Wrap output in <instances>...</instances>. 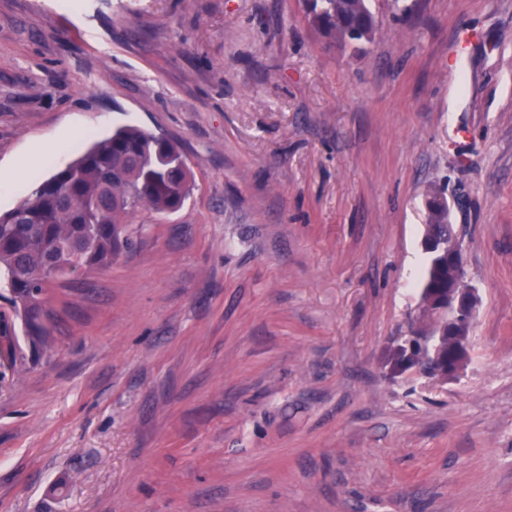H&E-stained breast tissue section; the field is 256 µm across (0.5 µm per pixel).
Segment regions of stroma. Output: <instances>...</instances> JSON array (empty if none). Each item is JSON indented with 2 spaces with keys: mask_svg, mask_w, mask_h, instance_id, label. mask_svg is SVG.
I'll use <instances>...</instances> for the list:
<instances>
[{
  "mask_svg": "<svg viewBox=\"0 0 512 512\" xmlns=\"http://www.w3.org/2000/svg\"><path fill=\"white\" fill-rule=\"evenodd\" d=\"M371 6L357 51L301 0H0V176L70 123L193 175L48 347L0 271V512H512V0ZM435 190L481 299L446 384L389 359Z\"/></svg>",
  "mask_w": 512,
  "mask_h": 512,
  "instance_id": "35a3bbf8",
  "label": "stroma"
}]
</instances>
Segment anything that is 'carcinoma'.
<instances>
[{
	"mask_svg": "<svg viewBox=\"0 0 512 512\" xmlns=\"http://www.w3.org/2000/svg\"><path fill=\"white\" fill-rule=\"evenodd\" d=\"M309 23L336 43L357 49L378 31L369 0H302ZM192 190L191 173L177 146L139 127L126 126L94 142L69 164L64 179L39 183L19 206L0 214V269L11 288V303L24 321L32 345L46 341L45 294L48 286L77 274L112 266L128 218L140 209L170 214L182 208ZM429 195L424 233L450 240L448 203ZM448 296V266L430 260L420 297ZM409 362L436 379L448 365L453 342L435 313L421 312Z\"/></svg>",
	"mask_w": 512,
	"mask_h": 512,
	"instance_id": "1",
	"label": "carcinoma"
}]
</instances>
